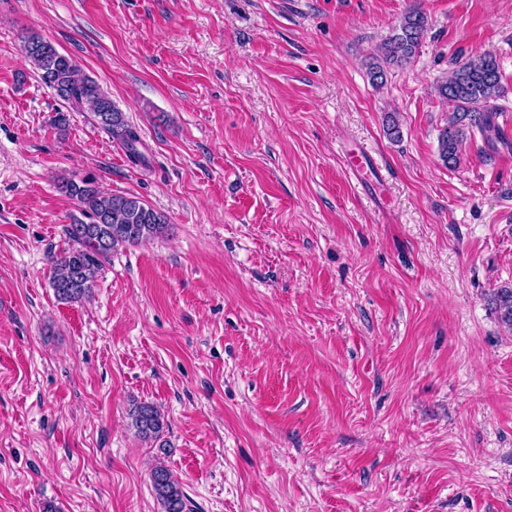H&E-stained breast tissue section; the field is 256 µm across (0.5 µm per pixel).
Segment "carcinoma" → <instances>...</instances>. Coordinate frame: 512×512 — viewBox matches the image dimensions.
Listing matches in <instances>:
<instances>
[{"label": "carcinoma", "mask_w": 512, "mask_h": 512, "mask_svg": "<svg viewBox=\"0 0 512 512\" xmlns=\"http://www.w3.org/2000/svg\"><path fill=\"white\" fill-rule=\"evenodd\" d=\"M428 27L427 15L422 10L412 7L405 13L395 32L381 44L379 54L369 63L373 84L385 83L386 68L404 67L411 62ZM22 51L40 79L63 100L76 108L82 105L90 108L98 125L124 148L131 162L136 165L145 162L138 149L137 131L95 80L79 74L72 57L38 34L23 38ZM500 81L496 58L479 55L439 82L438 95L454 104V111L438 137L439 156L444 164L457 163L467 129L476 127L485 131L492 127L496 113L490 110L489 103L499 96ZM61 189L79 204L87 218L85 222L65 226L72 247L51 256V287L57 300L63 303L89 298L103 262L118 248L150 241L172 230L165 214L135 195L102 192L93 175L63 178ZM492 301L500 321L512 327V288L496 290ZM128 417L137 437L166 447L162 437L168 424L157 406L135 402ZM151 478L163 512H188L189 500L169 468L157 464Z\"/></svg>", "instance_id": "1"}]
</instances>
